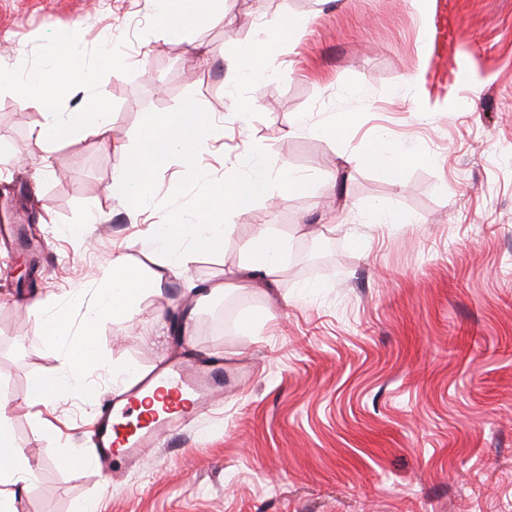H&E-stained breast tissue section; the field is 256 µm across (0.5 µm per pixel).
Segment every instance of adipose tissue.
Listing matches in <instances>:
<instances>
[{"mask_svg": "<svg viewBox=\"0 0 512 512\" xmlns=\"http://www.w3.org/2000/svg\"><path fill=\"white\" fill-rule=\"evenodd\" d=\"M225 0H157V23L162 41L177 39L181 31L192 25L205 12L223 10ZM47 69L19 76L14 84L23 102L35 105L45 122L39 143L67 139L84 131L103 134L107 131L108 102L91 99L89 105L71 112L61 111V99L77 84H91L94 70L85 64L73 35L61 38L59 49L49 56ZM421 152L378 138L363 148L359 161L363 167L381 172L387 180L399 183L404 165L422 161ZM287 245L281 239L259 230L242 246L238 267L224 276L228 289L252 287L257 281H275L283 271ZM37 469L12 437L11 419L0 413V512H15L17 490L25 488L36 477Z\"/></svg>", "mask_w": 512, "mask_h": 512, "instance_id": "obj_1", "label": "adipose tissue"}]
</instances>
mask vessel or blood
I'll list each match as a JSON object with an SVG mask.
<instances>
[{
	"instance_id": "1",
	"label": "vessel or blood",
	"mask_w": 512,
	"mask_h": 512,
	"mask_svg": "<svg viewBox=\"0 0 512 512\" xmlns=\"http://www.w3.org/2000/svg\"><path fill=\"white\" fill-rule=\"evenodd\" d=\"M223 379L224 371L218 367L190 369L173 364L151 371L146 384L160 394L161 408L147 412L134 425L124 426L118 418L137 404L138 389L105 402L90 441L95 461L131 462L148 453L168 432L204 411L215 386L221 385Z\"/></svg>"
}]
</instances>
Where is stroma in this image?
Listing matches in <instances>:
<instances>
[{
  "label": "stroma",
  "instance_id": "stroma-1",
  "mask_svg": "<svg viewBox=\"0 0 512 512\" xmlns=\"http://www.w3.org/2000/svg\"><path fill=\"white\" fill-rule=\"evenodd\" d=\"M234 5L165 43L155 0H0V73L43 67L66 31L95 82L61 111L92 97L112 108L107 135L42 151L41 113L0 87V407L38 467L18 512H512V0ZM290 17L305 28L243 79L238 51ZM189 96L218 125L200 160L210 178L257 146L313 186L252 204L222 250L185 255L178 283L104 321L91 398L28 407L31 380L63 356L24 304L78 296L84 319L113 253L148 275L163 265L143 241L181 167L159 172L134 222L108 187L144 116ZM341 112L360 120L322 136ZM381 133L425 157L400 184L358 164ZM375 206L412 221L366 223ZM261 229L288 243L282 275L220 291ZM186 303L188 334L154 339L153 314L177 322ZM216 359L223 394L152 455L70 468L92 453L102 401L129 388L113 364Z\"/></svg>",
  "mask_w": 512,
  "mask_h": 512
}]
</instances>
